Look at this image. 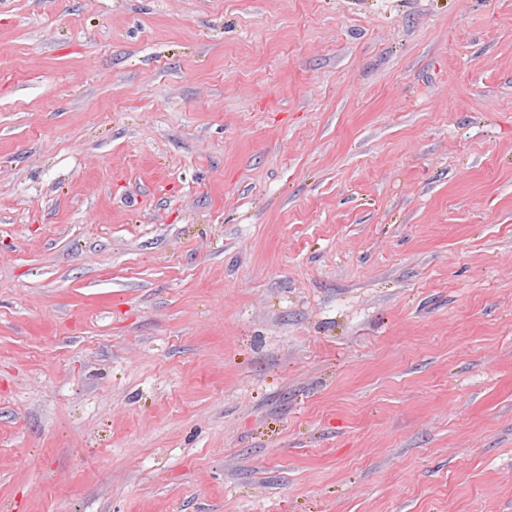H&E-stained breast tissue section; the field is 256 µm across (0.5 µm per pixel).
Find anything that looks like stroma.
Segmentation results:
<instances>
[{
    "label": "stroma",
    "mask_w": 512,
    "mask_h": 512,
    "mask_svg": "<svg viewBox=\"0 0 512 512\" xmlns=\"http://www.w3.org/2000/svg\"><path fill=\"white\" fill-rule=\"evenodd\" d=\"M0 512H512V0H0Z\"/></svg>",
    "instance_id": "stroma-1"
}]
</instances>
